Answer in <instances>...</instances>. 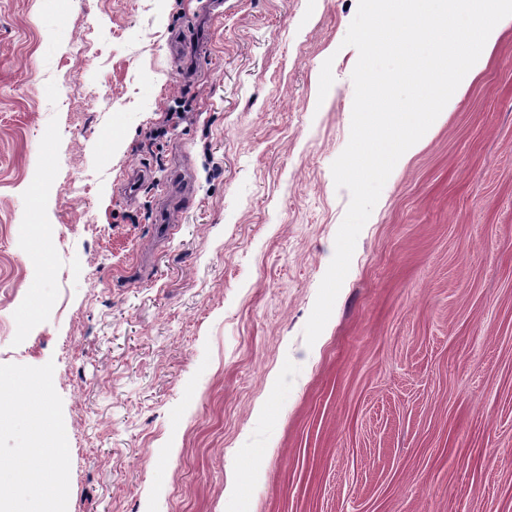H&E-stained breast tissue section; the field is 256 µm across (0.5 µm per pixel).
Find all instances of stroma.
Wrapping results in <instances>:
<instances>
[{
  "label": "stroma",
  "instance_id": "stroma-1",
  "mask_svg": "<svg viewBox=\"0 0 512 512\" xmlns=\"http://www.w3.org/2000/svg\"><path fill=\"white\" fill-rule=\"evenodd\" d=\"M201 2L0 0V433L26 412L62 448L50 512H512V24L394 167L309 345L358 0Z\"/></svg>",
  "mask_w": 512,
  "mask_h": 512
}]
</instances>
